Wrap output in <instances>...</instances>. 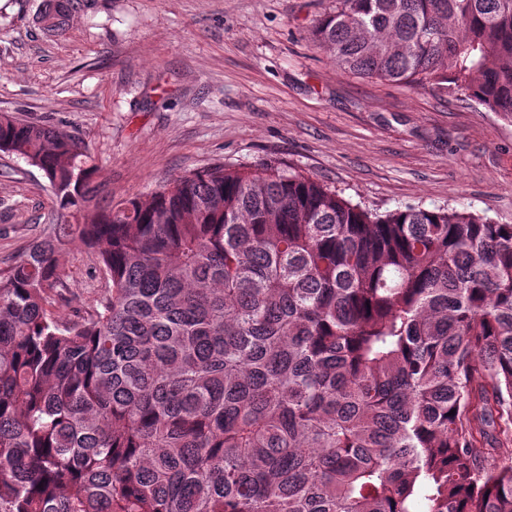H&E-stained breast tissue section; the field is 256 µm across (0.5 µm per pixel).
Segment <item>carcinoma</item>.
Returning a JSON list of instances; mask_svg holds the SVG:
<instances>
[{
  "instance_id": "cac0c4a2",
  "label": "carcinoma",
  "mask_w": 512,
  "mask_h": 512,
  "mask_svg": "<svg viewBox=\"0 0 512 512\" xmlns=\"http://www.w3.org/2000/svg\"><path fill=\"white\" fill-rule=\"evenodd\" d=\"M312 37L512 123V0H336ZM0 152L57 205L0 268V512H512V224L274 166L102 208L82 140L1 113ZM75 243L111 285L66 318Z\"/></svg>"
}]
</instances>
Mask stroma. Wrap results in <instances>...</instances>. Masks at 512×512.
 <instances>
[{
    "instance_id": "35a3bbf8",
    "label": "stroma",
    "mask_w": 512,
    "mask_h": 512,
    "mask_svg": "<svg viewBox=\"0 0 512 512\" xmlns=\"http://www.w3.org/2000/svg\"><path fill=\"white\" fill-rule=\"evenodd\" d=\"M44 0H0V113L79 137L112 202L215 165L277 166L367 208L457 207L512 224V125L461 91L346 73L311 41L333 0H74L65 30ZM56 215L37 167L0 153V267ZM87 306L96 255L61 257Z\"/></svg>"
}]
</instances>
